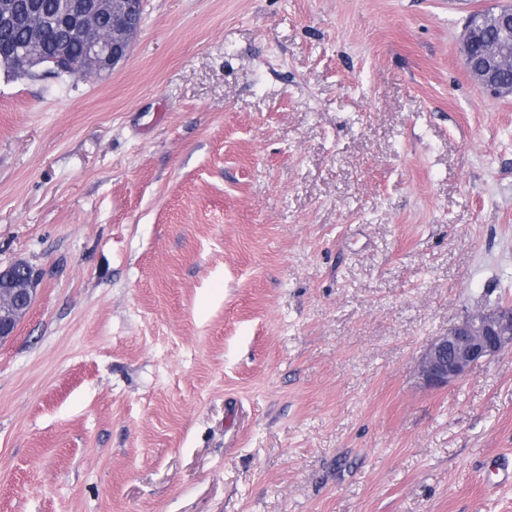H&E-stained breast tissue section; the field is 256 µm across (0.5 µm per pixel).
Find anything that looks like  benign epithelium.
I'll return each mask as SVG.
<instances>
[{"label": "benign epithelium", "instance_id": "benign-epithelium-1", "mask_svg": "<svg viewBox=\"0 0 512 512\" xmlns=\"http://www.w3.org/2000/svg\"><path fill=\"white\" fill-rule=\"evenodd\" d=\"M144 0H75L62 25L83 36L84 57L73 66L67 45L59 43L50 71L100 75L110 72L128 56L136 37L138 19L143 15ZM26 19L33 39L42 35L43 10L37 0H3L0 3V27L10 28ZM110 19L103 28L100 22ZM506 32L512 30V5L473 14L462 42V61L478 84L500 96H512V84L500 81V73L512 68V40L500 38L485 45L481 54L474 53V34L486 27ZM12 64L26 73L42 60L22 48L11 56ZM38 275L26 262H16L0 269V340L13 335L18 321L30 309L36 295ZM506 348H512V306H494L466 316L435 339L421 356L418 369L430 387H444L464 378L480 362Z\"/></svg>", "mask_w": 512, "mask_h": 512}]
</instances>
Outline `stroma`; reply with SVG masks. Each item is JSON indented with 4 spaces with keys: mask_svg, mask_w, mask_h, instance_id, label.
I'll list each match as a JSON object with an SVG mask.
<instances>
[{
    "mask_svg": "<svg viewBox=\"0 0 512 512\" xmlns=\"http://www.w3.org/2000/svg\"><path fill=\"white\" fill-rule=\"evenodd\" d=\"M498 0H146L110 75L0 70V512H512V97ZM490 26L495 29L484 34V42L496 37V29L504 30L508 35L512 29V5L499 6L488 14L483 10L470 17L463 36L462 61L481 87L500 96H512V84L502 83L499 79L503 69L512 68V40L496 39L486 44L480 55L474 53V34ZM37 285L36 270L26 262L0 269V340L13 335L32 305ZM506 348H512V306L498 305L466 316L435 339L421 356L419 374L430 387L448 386Z\"/></svg>",
    "mask_w": 512,
    "mask_h": 512,
    "instance_id": "obj_1",
    "label": "stroma"
}]
</instances>
